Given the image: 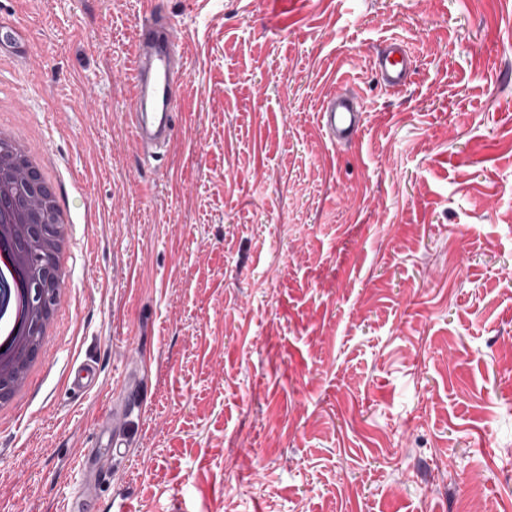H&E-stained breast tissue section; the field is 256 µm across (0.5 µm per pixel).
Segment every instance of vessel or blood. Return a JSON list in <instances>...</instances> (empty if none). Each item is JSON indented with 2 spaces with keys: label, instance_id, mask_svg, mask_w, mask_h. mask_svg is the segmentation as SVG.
I'll return each instance as SVG.
<instances>
[{
  "label": "vessel or blood",
  "instance_id": "b4317fda",
  "mask_svg": "<svg viewBox=\"0 0 512 512\" xmlns=\"http://www.w3.org/2000/svg\"><path fill=\"white\" fill-rule=\"evenodd\" d=\"M171 18L153 15L136 33L135 56L132 61V94L126 103V116L135 139L144 153L154 155L169 146L175 135V109L178 91L186 67L177 53ZM411 59L405 45L391 42L373 60V68L385 87L405 86ZM318 122L328 140L347 145L358 140L364 123V109L359 96L346 85L323 100ZM99 379L95 365L81 362L70 371L68 386L73 393L93 390ZM143 400L135 378L124 376L112 388V406L98 422V447L115 456H125L128 444L117 422L122 415L142 412Z\"/></svg>",
  "mask_w": 512,
  "mask_h": 512
}]
</instances>
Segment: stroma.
I'll return each mask as SVG.
<instances>
[{
    "instance_id": "35a3bbf8",
    "label": "stroma",
    "mask_w": 512,
    "mask_h": 512,
    "mask_svg": "<svg viewBox=\"0 0 512 512\" xmlns=\"http://www.w3.org/2000/svg\"><path fill=\"white\" fill-rule=\"evenodd\" d=\"M153 8L189 66L156 158L125 112ZM19 19L0 106L48 161L72 277L0 414V512H61L129 373L146 405L100 505L512 512V0H0ZM393 38L399 91L372 67ZM340 76L347 146L317 122ZM317 116L322 130L334 145L355 143L364 125L359 96L342 83L323 100ZM98 379L99 374L96 366L87 361H83L71 369L68 378V386L74 394H84L96 387Z\"/></svg>"
}]
</instances>
